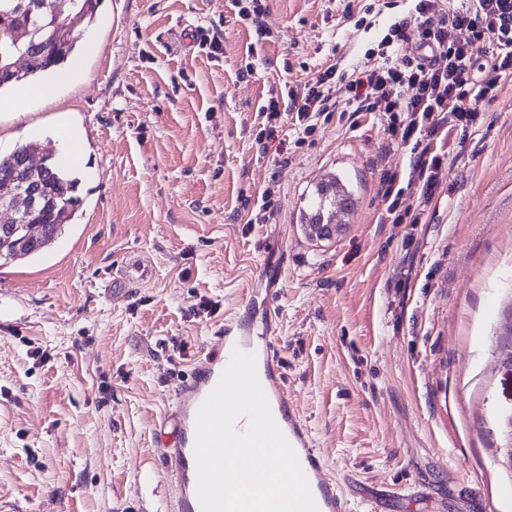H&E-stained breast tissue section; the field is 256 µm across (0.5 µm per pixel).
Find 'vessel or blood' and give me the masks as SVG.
I'll use <instances>...</instances> for the list:
<instances>
[{
    "instance_id": "vessel-or-blood-1",
    "label": "vessel or blood",
    "mask_w": 512,
    "mask_h": 512,
    "mask_svg": "<svg viewBox=\"0 0 512 512\" xmlns=\"http://www.w3.org/2000/svg\"><path fill=\"white\" fill-rule=\"evenodd\" d=\"M255 355L262 377L260 383L267 395L273 418L294 448L308 480L318 512H346V499L339 483L329 476L326 464L314 448L303 420L288 403L285 377L282 373L273 334L256 338L250 321L237 319L225 323L216 349L195 367L189 378L178 386L173 409L163 419L173 427L176 442L161 449L165 472L174 487V512H201L197 497V471L194 457L195 423L199 406L217 385L233 350Z\"/></svg>"
}]
</instances>
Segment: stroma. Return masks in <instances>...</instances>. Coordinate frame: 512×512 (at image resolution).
<instances>
[{
  "instance_id": "stroma-1",
  "label": "stroma",
  "mask_w": 512,
  "mask_h": 512,
  "mask_svg": "<svg viewBox=\"0 0 512 512\" xmlns=\"http://www.w3.org/2000/svg\"><path fill=\"white\" fill-rule=\"evenodd\" d=\"M371 2L261 0L260 37L234 0H102L72 80L0 114L1 154L67 119L86 156L74 224L0 266V512H173L156 428L226 320L265 331L254 288L351 512L385 489L381 512H512V76L418 224L380 220L381 173L409 152L385 150L378 115L330 116L301 146L287 118L257 137L270 97L364 65L394 21L356 28ZM338 174L348 226L311 240L300 211Z\"/></svg>"
}]
</instances>
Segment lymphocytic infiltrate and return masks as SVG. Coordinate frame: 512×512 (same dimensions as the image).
<instances>
[{"mask_svg": "<svg viewBox=\"0 0 512 512\" xmlns=\"http://www.w3.org/2000/svg\"><path fill=\"white\" fill-rule=\"evenodd\" d=\"M416 25L418 45L404 56L400 46L408 25ZM467 30L460 39L458 30ZM358 69L336 63L318 71L302 88H289L287 103L269 98L260 114L273 134L283 112L294 115L300 135L311 136L314 120L325 112L351 117H381L389 145L409 149L404 173L383 171L378 195L383 220L417 224L421 214L407 204L398 179L432 199L445 172L447 151L436 142L444 130L475 131L478 104L492 94L501 77L512 75V0H472L455 9L447 0H409L407 9L380 35ZM485 76L475 79V68Z\"/></svg>", "mask_w": 512, "mask_h": 512, "instance_id": "obj_1", "label": "lymphocytic infiltrate"}]
</instances>
